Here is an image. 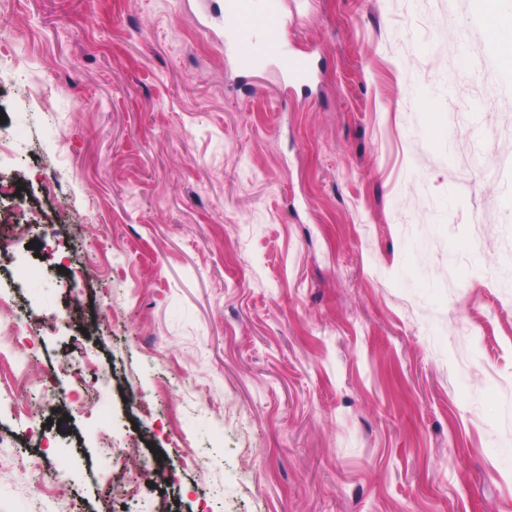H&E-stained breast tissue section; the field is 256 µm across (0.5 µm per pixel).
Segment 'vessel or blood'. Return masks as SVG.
Here are the masks:
<instances>
[{
    "instance_id": "b4317fda",
    "label": "vessel or blood",
    "mask_w": 512,
    "mask_h": 512,
    "mask_svg": "<svg viewBox=\"0 0 512 512\" xmlns=\"http://www.w3.org/2000/svg\"><path fill=\"white\" fill-rule=\"evenodd\" d=\"M224 8L226 17L231 20L229 31L240 45L236 54L239 68L252 70L272 61L276 63L287 84H300L311 79L312 70L308 59L286 52L281 43L280 32L285 25V18L276 7H268L265 11L266 45L263 55L259 57L243 47L245 36L255 17L256 0H226Z\"/></svg>"
}]
</instances>
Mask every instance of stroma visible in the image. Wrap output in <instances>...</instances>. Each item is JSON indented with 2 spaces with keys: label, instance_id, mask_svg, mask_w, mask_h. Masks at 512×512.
Here are the masks:
<instances>
[{
  "label": "stroma",
  "instance_id": "35a3bbf8",
  "mask_svg": "<svg viewBox=\"0 0 512 512\" xmlns=\"http://www.w3.org/2000/svg\"><path fill=\"white\" fill-rule=\"evenodd\" d=\"M281 8L310 87L224 0H0V512H512V73L476 0ZM255 0H226L224 4L225 15L231 19L229 32L236 39L239 51L236 62L243 70H252L273 60L284 81L289 87L294 84L306 82L312 78V70L308 59L285 51L280 39L281 29L285 25L282 13L270 4L265 10L264 26L266 45L261 57L255 56L244 48L245 36L253 24L256 13Z\"/></svg>",
  "mask_w": 512,
  "mask_h": 512
}]
</instances>
